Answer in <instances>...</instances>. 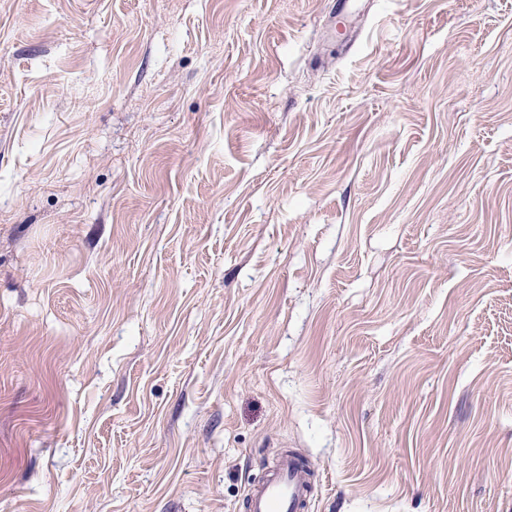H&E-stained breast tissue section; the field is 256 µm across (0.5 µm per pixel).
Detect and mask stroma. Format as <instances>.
<instances>
[{"instance_id": "stroma-1", "label": "stroma", "mask_w": 512, "mask_h": 512, "mask_svg": "<svg viewBox=\"0 0 512 512\" xmlns=\"http://www.w3.org/2000/svg\"><path fill=\"white\" fill-rule=\"evenodd\" d=\"M0 0V512H512V0ZM313 471L304 456L288 451L262 482L247 493V512H308Z\"/></svg>"}]
</instances>
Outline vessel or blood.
Wrapping results in <instances>:
<instances>
[{"instance_id": "b4317fda", "label": "vessel or blood", "mask_w": 512, "mask_h": 512, "mask_svg": "<svg viewBox=\"0 0 512 512\" xmlns=\"http://www.w3.org/2000/svg\"><path fill=\"white\" fill-rule=\"evenodd\" d=\"M313 471L304 456L284 453L262 482L247 493V512H309Z\"/></svg>"}]
</instances>
